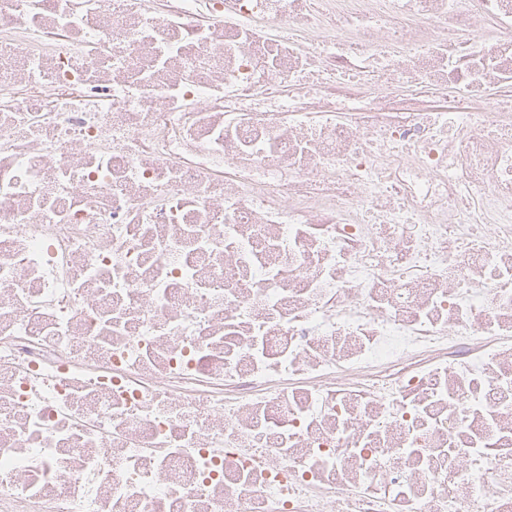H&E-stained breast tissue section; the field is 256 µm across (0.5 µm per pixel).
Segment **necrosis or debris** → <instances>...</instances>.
Here are the masks:
<instances>
[{
    "instance_id": "1",
    "label": "necrosis or debris",
    "mask_w": 512,
    "mask_h": 512,
    "mask_svg": "<svg viewBox=\"0 0 512 512\" xmlns=\"http://www.w3.org/2000/svg\"><path fill=\"white\" fill-rule=\"evenodd\" d=\"M2 97L0 512H512V0H0Z\"/></svg>"
}]
</instances>
